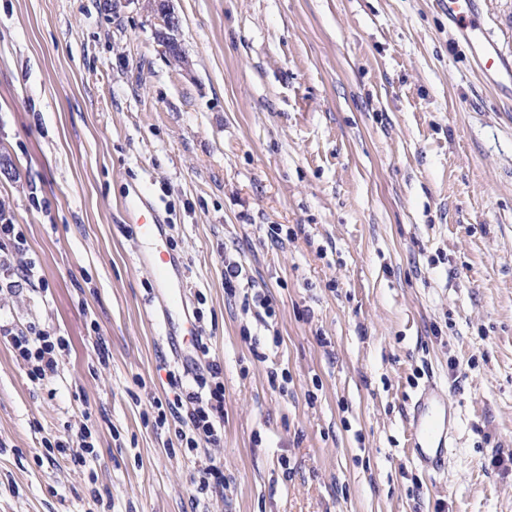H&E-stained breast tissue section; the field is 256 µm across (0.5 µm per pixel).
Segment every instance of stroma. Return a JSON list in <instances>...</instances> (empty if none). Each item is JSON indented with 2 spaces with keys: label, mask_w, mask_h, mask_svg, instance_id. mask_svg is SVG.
Instances as JSON below:
<instances>
[{
  "label": "stroma",
  "mask_w": 512,
  "mask_h": 512,
  "mask_svg": "<svg viewBox=\"0 0 512 512\" xmlns=\"http://www.w3.org/2000/svg\"><path fill=\"white\" fill-rule=\"evenodd\" d=\"M173 7L185 69L152 0H0V199L26 240L0 234V512H512V97L437 0ZM136 190L220 371L217 446L155 423L184 319L136 259ZM32 326L68 341L39 383L8 337ZM432 382L438 475L407 424ZM451 420L447 394L430 383L409 414L413 456L428 471H441L448 459Z\"/></svg>",
  "instance_id": "stroma-1"
}]
</instances>
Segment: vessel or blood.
Segmentation results:
<instances>
[{"instance_id":"b4317fda","label":"vessel or blood","mask_w":512,"mask_h":512,"mask_svg":"<svg viewBox=\"0 0 512 512\" xmlns=\"http://www.w3.org/2000/svg\"><path fill=\"white\" fill-rule=\"evenodd\" d=\"M458 36L469 47L481 76L501 93L512 91V55L506 54L487 31L481 0H441ZM125 218L146 244L141 264L153 268L168 286L171 302L184 306L183 281L177 265L163 250L164 225L159 213L143 197L125 205ZM452 413L448 396L437 384L427 385L409 414L414 458L429 471H441L449 454Z\"/></svg>"}]
</instances>
